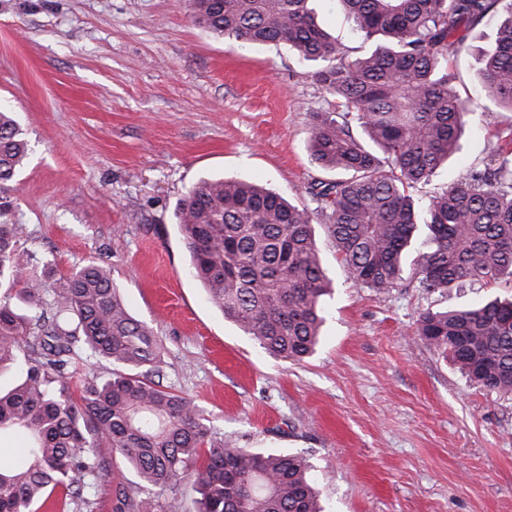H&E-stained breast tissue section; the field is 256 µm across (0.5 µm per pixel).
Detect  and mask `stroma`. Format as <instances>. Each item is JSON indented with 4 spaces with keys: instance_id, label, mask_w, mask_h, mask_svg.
<instances>
[{
    "instance_id": "obj_1",
    "label": "stroma",
    "mask_w": 512,
    "mask_h": 512,
    "mask_svg": "<svg viewBox=\"0 0 512 512\" xmlns=\"http://www.w3.org/2000/svg\"><path fill=\"white\" fill-rule=\"evenodd\" d=\"M321 26L350 59L370 44L338 0ZM505 4L452 61L473 112L460 152L415 197L512 153V111L494 125L476 81ZM283 46L241 47L198 27L186 0H0V106L28 156L7 193L18 252L55 287L106 260L130 314L163 346L160 380L209 420L215 439L301 452L325 512H512V396L473 386L414 335L421 312L512 295V283L430 294L417 280L379 293L348 281L321 239L334 292L315 353L268 355L213 306L188 272L175 223L196 182L244 178L308 203L323 177L310 115L332 98Z\"/></svg>"
}]
</instances>
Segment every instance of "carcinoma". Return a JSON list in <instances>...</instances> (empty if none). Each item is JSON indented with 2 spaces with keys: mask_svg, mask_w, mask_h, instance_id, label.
Listing matches in <instances>:
<instances>
[{
  "mask_svg": "<svg viewBox=\"0 0 512 512\" xmlns=\"http://www.w3.org/2000/svg\"><path fill=\"white\" fill-rule=\"evenodd\" d=\"M366 39L361 57L340 56L310 0H188L193 21L230 41L283 44L311 63V80L333 99L315 112L306 150L334 179L307 186L315 208L255 182L202 180L179 201L176 219L190 270L224 319L270 355H312L325 323L331 280L315 233L320 223L350 280L386 293L406 265L429 293L467 282H512V157L451 183L420 205L412 190L461 149L470 105L451 82L448 57L500 0H339ZM478 77L512 111V3ZM28 144L0 110V192L24 165ZM426 251L409 259L419 227ZM15 225L0 221V370L20 381L0 391V439L19 437L21 461L0 464V512H94L99 486L120 457L144 483L168 492L155 508L119 484L114 512H323L302 453H262L212 440L198 407L154 380L162 351L134 319L94 258L42 298L33 259L15 249ZM415 336L451 358L473 383L512 395V298L427 310ZM82 356L112 364L105 379L70 389Z\"/></svg>",
  "mask_w": 512,
  "mask_h": 512,
  "instance_id": "carcinoma-1",
  "label": "carcinoma"
}]
</instances>
